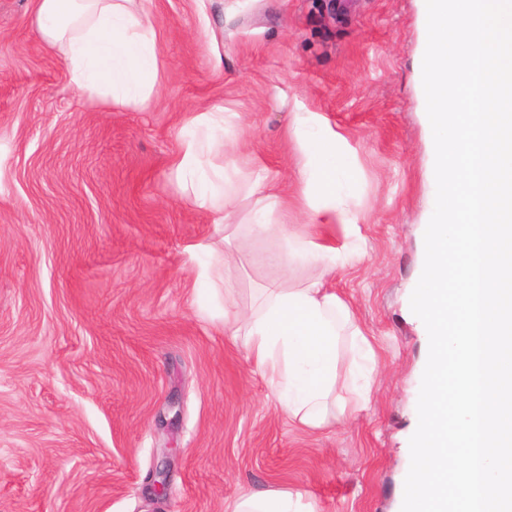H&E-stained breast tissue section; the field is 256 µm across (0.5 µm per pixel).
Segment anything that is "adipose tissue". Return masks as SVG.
<instances>
[{
	"mask_svg": "<svg viewBox=\"0 0 512 512\" xmlns=\"http://www.w3.org/2000/svg\"><path fill=\"white\" fill-rule=\"evenodd\" d=\"M32 15L43 40L60 49L76 89L99 96L108 108L150 105L159 54L147 0H32ZM312 122V117L298 112L291 126L307 204L322 223L344 224L353 241L342 253L310 234H293L292 257L312 263L317 276L297 288H265L249 315L226 319L225 324L247 336L254 366L268 376L289 417L318 428L328 421L336 391L340 345L348 347V373L353 378L362 375L374 352L348 307L327 288L337 267L358 256L361 242L353 216L336 200L344 175L334 164L339 137L333 132L308 135ZM223 126L220 109L189 118L177 162L186 197L218 215L231 209L236 194L216 186L221 173L207 170L204 157L223 150V140L213 136ZM232 512L306 510L290 492L267 489L241 497Z\"/></svg>",
	"mask_w": 512,
	"mask_h": 512,
	"instance_id": "ef3b65f1",
	"label": "adipose tissue"
}]
</instances>
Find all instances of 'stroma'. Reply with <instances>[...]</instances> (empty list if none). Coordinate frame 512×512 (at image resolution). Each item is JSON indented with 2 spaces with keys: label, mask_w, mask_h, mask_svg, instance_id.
Masks as SVG:
<instances>
[{
  "label": "stroma",
  "mask_w": 512,
  "mask_h": 512,
  "mask_svg": "<svg viewBox=\"0 0 512 512\" xmlns=\"http://www.w3.org/2000/svg\"><path fill=\"white\" fill-rule=\"evenodd\" d=\"M425 0H152L159 73L147 108L76 91L29 0H0V512H230L268 488L308 512H401L429 339L410 308L432 191L417 98ZM224 109L211 155L237 187L236 241L197 296L200 246L224 249L175 162L186 118ZM309 112L343 138L346 205L365 254L333 288L375 359L361 400L319 429L280 409L224 315L258 288L297 286L280 238L257 237L249 185L275 172L286 229L309 215L289 127ZM180 397V418L168 409ZM174 452L170 486L149 473Z\"/></svg>",
  "instance_id": "1"
}]
</instances>
